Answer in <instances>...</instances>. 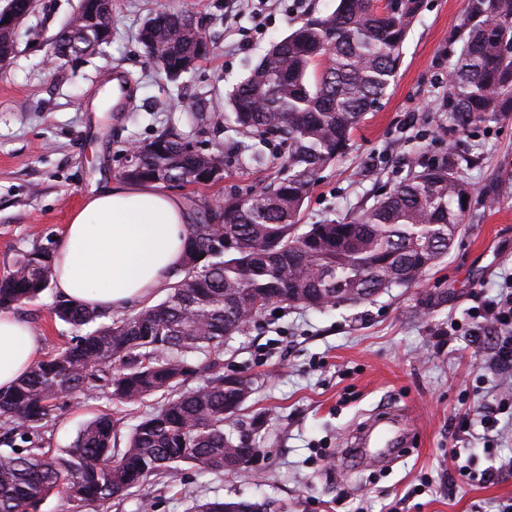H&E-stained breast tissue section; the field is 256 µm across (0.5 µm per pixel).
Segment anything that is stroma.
I'll list each match as a JSON object with an SVG mask.
<instances>
[{"label":"stroma","instance_id":"stroma-1","mask_svg":"<svg viewBox=\"0 0 512 512\" xmlns=\"http://www.w3.org/2000/svg\"><path fill=\"white\" fill-rule=\"evenodd\" d=\"M80 0H35L10 63L0 66V275L18 254L56 247V238L91 190L122 181L125 147L173 129L201 152L222 150L224 180L170 187L199 219L213 198L246 195L273 183L287 155L264 147L267 168L243 162L242 140L225 118L233 88L271 43L307 14L336 0H112V35L95 50L51 66L58 32ZM195 17L215 44L179 80L152 61L137 33L163 4ZM466 0H424L402 47L395 81L357 127L348 153L310 188L302 224L370 207L411 170L452 153L475 189L471 210L446 257L416 283L386 288L350 305L268 307L224 341L225 374L255 391L233 415L235 433L255 453L235 471L202 474L183 466L156 486L151 512H187L202 499L275 500L282 512H501L512 503V375L494 364L495 339L475 337V312L512 279V115L459 130L441 107ZM135 91L106 112L91 102L113 74ZM494 205H487L486 196ZM46 289L17 309L44 353L69 343L74 328L55 318ZM157 397L125 406L105 397L59 401L61 417L44 448L70 447L79 429L108 411L129 434ZM405 410L407 443L390 463H366L349 436L371 414ZM493 412L498 425L480 442L456 429L460 413ZM462 454L452 459L451 447ZM496 469L492 482H462L459 468Z\"/></svg>","mask_w":512,"mask_h":512}]
</instances>
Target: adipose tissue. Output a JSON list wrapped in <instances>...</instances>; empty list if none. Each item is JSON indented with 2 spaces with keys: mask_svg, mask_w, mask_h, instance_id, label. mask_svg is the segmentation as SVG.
Masks as SVG:
<instances>
[{
  "mask_svg": "<svg viewBox=\"0 0 512 512\" xmlns=\"http://www.w3.org/2000/svg\"><path fill=\"white\" fill-rule=\"evenodd\" d=\"M190 218L177 196L154 184L122 181L89 194L65 225L51 286L70 303L123 311L168 289L183 264ZM29 323L0 313V388L39 359Z\"/></svg>",
  "mask_w": 512,
  "mask_h": 512,
  "instance_id": "adipose-tissue-1",
  "label": "adipose tissue"
}]
</instances>
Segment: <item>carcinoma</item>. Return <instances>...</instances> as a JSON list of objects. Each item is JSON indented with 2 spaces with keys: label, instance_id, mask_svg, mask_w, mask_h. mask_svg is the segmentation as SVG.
I'll list each match as a JSON object with an SVG mask.
<instances>
[{
  "label": "carcinoma",
  "instance_id": "carcinoma-1",
  "mask_svg": "<svg viewBox=\"0 0 512 512\" xmlns=\"http://www.w3.org/2000/svg\"><path fill=\"white\" fill-rule=\"evenodd\" d=\"M422 0H338L325 16L311 15L271 45L229 96V121L243 139L279 138L288 156L277 183L189 225L185 261L167 297L141 311L100 322L104 313L62 300L55 316L81 331L71 343L36 362L12 387L0 390V512H39L53 494L81 508L108 512L115 499L147 491L182 464L220 473L246 463L254 449L226 429L228 418L254 392L231 386L221 366L224 338L242 332L272 304L326 308L358 303L349 289L381 290L420 279L448 253L470 210L473 187L457 175L459 160L422 166L363 213L309 225L300 215L318 173L350 147L354 130L396 77L401 48ZM153 36L138 32L181 73L186 59H203L208 41L182 30L185 17L161 8L149 18ZM460 53L449 70L445 105L461 129L512 112V0H467ZM132 179L163 183L198 180L217 167L212 153L184 149L166 131L147 142ZM54 250L19 255L0 277V310L19 308L50 287ZM203 382L188 391L193 375ZM102 394L123 405L157 395L160 404L114 447L118 420H88L71 446L50 454L40 445L16 447L56 426L57 400ZM266 502L191 498L190 512H268Z\"/></svg>",
  "mask_w": 512,
  "mask_h": 512
}]
</instances>
